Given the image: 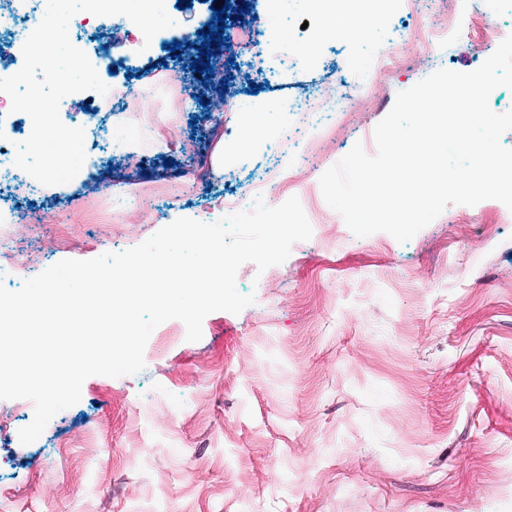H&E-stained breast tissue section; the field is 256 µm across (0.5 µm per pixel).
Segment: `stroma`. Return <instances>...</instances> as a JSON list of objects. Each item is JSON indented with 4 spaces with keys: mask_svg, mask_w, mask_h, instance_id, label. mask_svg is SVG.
Segmentation results:
<instances>
[{
    "mask_svg": "<svg viewBox=\"0 0 512 512\" xmlns=\"http://www.w3.org/2000/svg\"><path fill=\"white\" fill-rule=\"evenodd\" d=\"M228 2L220 81L168 48L197 39L219 0H166L176 25L149 43L113 17L107 59L71 34L109 87L93 122L110 138L86 139L80 182L41 187L53 221L10 224L0 284L127 250L181 217L217 222L228 199L297 197L312 236L264 272L243 264L254 303L207 315L200 341L171 319L140 372L87 378L33 443L19 440L33 403L0 399V512H512V210L451 205L402 244L355 236L319 184L355 143L375 153L400 91L481 66L512 34V0H470L462 18L448 0H379L372 38L287 60L265 37L309 41L320 16L306 0ZM219 99L230 110L209 111ZM335 100L345 124L317 107ZM243 102L272 132L212 167Z\"/></svg>",
    "mask_w": 512,
    "mask_h": 512,
    "instance_id": "35a3bbf8",
    "label": "stroma"
}]
</instances>
